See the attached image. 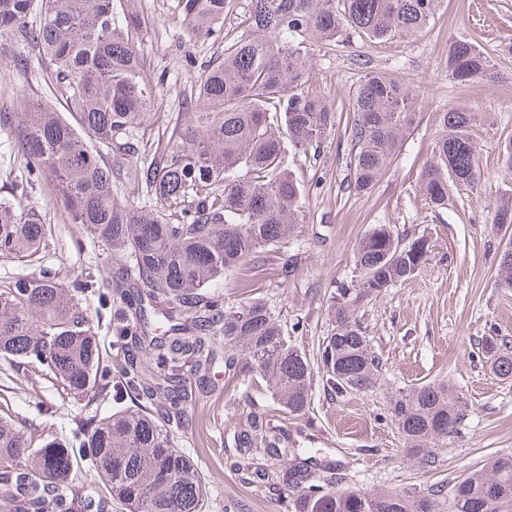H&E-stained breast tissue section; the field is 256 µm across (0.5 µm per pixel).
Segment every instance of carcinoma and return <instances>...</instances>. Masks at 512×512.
I'll return each instance as SVG.
<instances>
[{"instance_id":"1","label":"carcinoma","mask_w":512,"mask_h":512,"mask_svg":"<svg viewBox=\"0 0 512 512\" xmlns=\"http://www.w3.org/2000/svg\"><path fill=\"white\" fill-rule=\"evenodd\" d=\"M239 25L249 32L208 68L190 112L143 169L141 181L158 206L121 201L112 171L138 162L129 134L145 124L159 100L156 86L140 77L143 30L137 0H41L40 20L28 17L34 0H0V36L32 42L43 70L66 105L29 103L0 113V131L15 136L28 174L46 179L63 197L73 223L86 226L112 253L126 287L99 293L112 303V333L123 358L108 361L94 333L93 317L77 294L93 282L77 279L61 288L52 271L0 282V359L16 366H45L75 395L108 393L132 406L78 421V447L35 437L0 416V509L3 512H71L80 466L99 478L95 502L104 512L116 501L128 512H207L203 478L192 459L173 446L169 425L209 398L217 385L195 390L184 368L207 371L224 339V367L259 377L271 397L299 418L309 410L315 374L338 393L376 387L380 358L356 312L364 301L413 279L433 252L425 235L407 237L379 224L354 251L356 284L339 288L330 306L335 323L322 342L313 370L288 341L266 304L256 299L237 311L208 292L224 271L256 263L291 239L303 187L288 168V151L314 158L325 149L336 115L307 87L302 45L336 41L349 31L376 44L400 31L422 30L439 0H252ZM235 0H177V18L199 39L221 32ZM299 43H284L288 37ZM448 74L461 83L490 77L484 52L465 38L448 47ZM408 94L395 76L373 72L359 85L347 189L370 192L390 162L409 123ZM474 116L443 113L421 177L429 204H448L449 190L472 189L480 178ZM106 148L105 164L100 148ZM182 210L175 222L171 211ZM497 230L512 227V200L497 207ZM51 227L34 213L0 202V257L36 258ZM512 288V246L496 254ZM173 324L159 340L142 335L146 307ZM493 368L512 376V354L485 343ZM240 431L244 457L231 463L252 483L301 489L298 512H512V453H498L457 481L449 495L369 493L337 489L310 469L278 462L295 453L266 423V405L252 404ZM388 415L411 451L430 465L425 442L457 432L462 397L449 382H428L390 399Z\"/></svg>"}]
</instances>
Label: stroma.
Returning a JSON list of instances; mask_svg holds the SVG:
<instances>
[{"label": "stroma", "mask_w": 512, "mask_h": 512, "mask_svg": "<svg viewBox=\"0 0 512 512\" xmlns=\"http://www.w3.org/2000/svg\"><path fill=\"white\" fill-rule=\"evenodd\" d=\"M250 7L251 0H237L222 33L200 40L181 25L175 0H139L141 76L159 85L161 100L151 124L133 133L139 158L116 179L122 201L152 204L141 187V169L182 123L187 98L208 66L241 35L240 17ZM459 37L487 54L494 79L465 86L452 80L448 45ZM307 51L309 85L335 112L336 126L320 157H288L306 191L302 222L289 242L258 263L226 272L219 289L225 306L235 310L263 299L285 334L316 364L331 330L329 297L353 278L359 240L378 224L430 237L433 253L419 275L369 298L358 312L382 359L377 389L339 394L318 380L307 418H290L274 404L266 421L298 448L288 465L306 459L320 474L338 476L339 488L449 489L489 456L512 452V377L496 374L480 347L481 339L491 336L512 348V288L500 287L495 261L506 239L492 226L499 201L512 194V172L499 154L500 143L512 138V0H442L417 33H399L379 44L344 36L335 45L315 44ZM20 57L26 58V68L16 67ZM372 71L397 76L409 87L412 120L377 185L357 195L347 189L354 93ZM21 93L33 102L52 97L35 45L5 36L0 38V110L14 111V98ZM449 110L475 116L471 132L480 146L481 180L475 189L452 191L447 206L434 208L420 191V176L442 132L440 118ZM0 199L33 210L52 227L37 261L0 258V281L48 268L65 287L89 270L111 282L112 258L105 244L73 223L48 181H29L14 139L3 132ZM211 376L222 393L189 410L185 423L170 431L175 447L190 454L205 477L208 512H294L296 490L247 483L225 466L226 457L239 450V424L251 410L254 391L246 382L229 379L223 360L215 361ZM435 380L455 385L466 411L457 433L436 441V461L429 467L408 451L388 405L392 395ZM115 409L110 398L90 401L68 393L41 365L19 368L0 360V411L24 430L70 442L74 419L103 418Z\"/></svg>", "instance_id": "35a3bbf8"}]
</instances>
